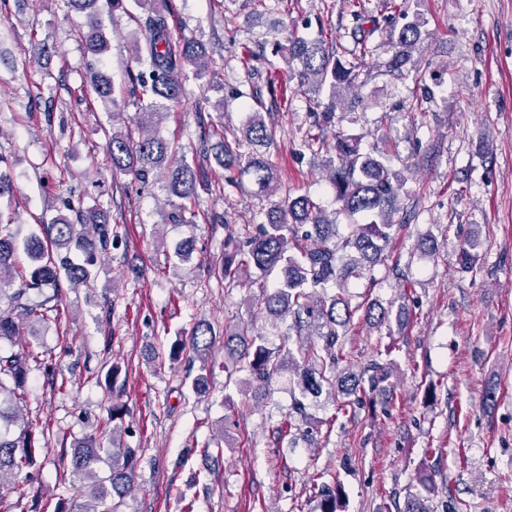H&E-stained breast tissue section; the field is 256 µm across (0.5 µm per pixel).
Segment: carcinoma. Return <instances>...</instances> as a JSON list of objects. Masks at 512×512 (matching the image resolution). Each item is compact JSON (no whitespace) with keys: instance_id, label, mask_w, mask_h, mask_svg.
Masks as SVG:
<instances>
[{"instance_id":"cac0c4a2","label":"carcinoma","mask_w":512,"mask_h":512,"mask_svg":"<svg viewBox=\"0 0 512 512\" xmlns=\"http://www.w3.org/2000/svg\"><path fill=\"white\" fill-rule=\"evenodd\" d=\"M98 0H64L69 8L88 11L90 30L86 46L94 55L107 49V40L99 29L95 5ZM149 10L145 18L148 37L145 45L135 46V55L144 56L147 70L128 75L131 96L139 99L146 94L165 100H175L181 92V75L188 64L198 74L208 71L209 58L203 44L171 38L168 27L171 0H146ZM351 15L357 27L364 24L389 29V57L386 71L400 72L412 61L419 41V21L397 26L394 15L378 19L370 15L364 0H353ZM364 48L354 61L342 60L329 53L322 41L291 37L288 45L276 46V53L285 62H297L294 72L299 90L307 96L310 126L302 146L314 154L323 155L322 166L335 199L349 217L360 215L363 224L347 225L339 233L338 224L307 196L279 195L274 167L265 157L273 143V132L260 112L263 101L254 95V104L245 105L248 117L241 126L242 138L229 143L220 141L215 154L217 165L224 169V183L238 185L237 174L247 175L257 193L266 199L268 208L261 209L263 221L255 232L245 230L241 236L227 231L224 236V256L210 267L209 273L235 288L251 282V274L265 276L273 271L279 277L252 312L249 323L224 337V358L232 361L233 373L245 371L251 379L265 384L287 372L296 379L291 389L288 426L309 423L310 402L323 395L336 397L341 392L349 400L338 406L360 403L376 389L393 387L388 368L374 362L363 368L352 362L345 336L351 324L358 320L369 326L390 321L391 308L377 300L357 301L348 291V281L361 279L378 265L387 264L385 254L390 230L400 229L394 216L402 209L401 189L404 179L392 167L389 150L366 151L361 139L341 131L328 139V131L336 126V111L345 107L347 91L359 77V61L367 55ZM328 91V101L320 95ZM164 113L152 105L138 113L141 130L133 142L124 133L112 131L106 143L112 170L133 174L143 185L160 174L167 179L171 194L185 201L182 212L172 213L171 219L181 224L193 223L192 201L197 185L204 181V170L193 169L173 159L169 145L159 136V124ZM112 245V226L107 214L98 210L79 211L76 220L59 217L42 225V236L26 241L24 252L29 267L14 266L17 249L11 218L0 212V297L9 293L8 308L0 309V342H13L19 335L20 322L41 324L48 313L63 300L62 283L72 288L91 280L92 267ZM477 244L466 241L459 254L461 268L470 270L476 263ZM297 337L296 347L282 346L276 350L267 346L266 337L280 336L283 342ZM212 344V330L207 324L197 325L191 333L193 354L205 355ZM33 352L24 348L0 353V489L18 473L36 467L44 449L37 447L39 438L30 427L14 433L21 420L18 403L26 393ZM110 415L112 447L100 445L90 435L71 449L72 474L91 480L88 502L69 508L61 502L54 512H121L124 498L133 485L139 461L138 449L115 444L122 434L121 422L125 405L112 403ZM112 457V468L99 475L102 456ZM342 483L335 475L317 484L319 512H340ZM398 512H434L429 500L409 495Z\"/></svg>"}]
</instances>
